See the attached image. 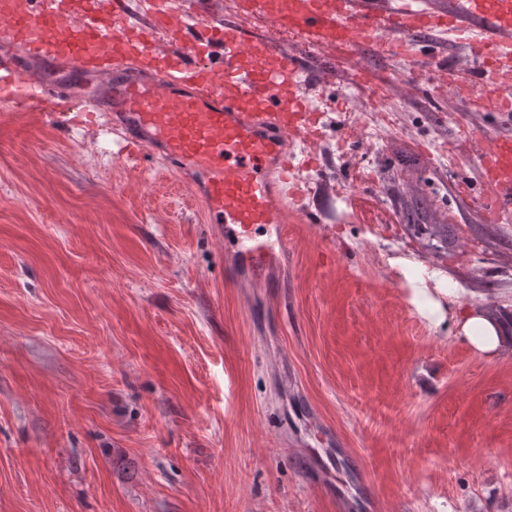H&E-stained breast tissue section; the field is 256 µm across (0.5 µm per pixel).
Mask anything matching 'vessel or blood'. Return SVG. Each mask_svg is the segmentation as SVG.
Listing matches in <instances>:
<instances>
[{
	"label": "vessel or blood",
	"mask_w": 512,
	"mask_h": 512,
	"mask_svg": "<svg viewBox=\"0 0 512 512\" xmlns=\"http://www.w3.org/2000/svg\"><path fill=\"white\" fill-rule=\"evenodd\" d=\"M228 13L198 11L194 0H93L77 16L59 0H0V74L15 84L24 66L56 72L9 107L105 113L126 155L148 150L192 171L206 221L241 242V259L266 264L286 249L288 203L282 184L295 169L297 147L319 137L306 98L310 79L283 52L276 29L300 30L307 44L356 56L369 44L413 57L422 32L454 35L478 66L452 87L480 109L512 112L502 99L512 86V0H458L438 14L423 0H228ZM269 18L258 32L250 19ZM491 190L484 220L512 211V139L495 142L483 159Z\"/></svg>",
	"instance_id": "obj_1"
}]
</instances>
